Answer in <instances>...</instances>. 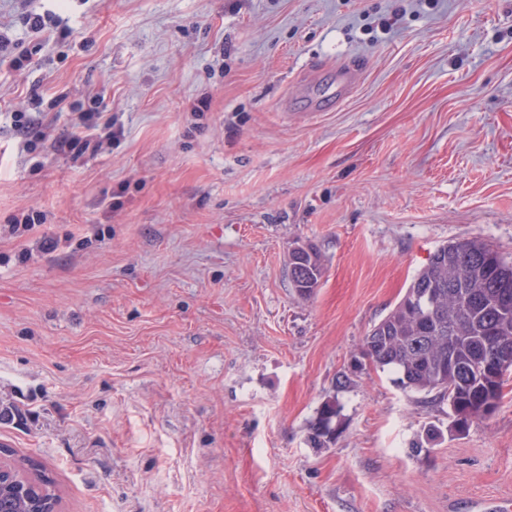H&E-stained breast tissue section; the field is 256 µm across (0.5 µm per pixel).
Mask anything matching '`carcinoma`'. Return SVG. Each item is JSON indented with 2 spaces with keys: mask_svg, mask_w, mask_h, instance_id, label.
Segmentation results:
<instances>
[{
  "mask_svg": "<svg viewBox=\"0 0 512 512\" xmlns=\"http://www.w3.org/2000/svg\"><path fill=\"white\" fill-rule=\"evenodd\" d=\"M288 270L293 288L308 296L319 286L324 267L317 248L292 251ZM423 286L441 289L435 309L409 304ZM497 337L512 351V261L478 238L458 239L439 247L406 293L373 326L362 343L371 364L396 374L404 391L432 394L448 401L450 430L465 431L470 418L493 414L512 378V360L499 362L485 337ZM338 415L326 402L309 427V442L327 443ZM24 498L0 493V512H30Z\"/></svg>",
  "mask_w": 512,
  "mask_h": 512,
  "instance_id": "carcinoma-1",
  "label": "carcinoma"
}]
</instances>
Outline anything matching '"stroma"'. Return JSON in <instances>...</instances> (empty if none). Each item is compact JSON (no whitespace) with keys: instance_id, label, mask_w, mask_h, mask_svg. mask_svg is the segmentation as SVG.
<instances>
[{"instance_id":"35a3bbf8","label":"stroma","mask_w":512,"mask_h":512,"mask_svg":"<svg viewBox=\"0 0 512 512\" xmlns=\"http://www.w3.org/2000/svg\"><path fill=\"white\" fill-rule=\"evenodd\" d=\"M0 26L30 56L0 69V444L59 512L512 503V381L454 433L359 355L439 246L512 258V0H0ZM96 94L120 139L25 150L11 113L55 139ZM25 23L30 32L34 34L45 32L49 29L59 30L62 37H70L72 32L62 24V20L56 14L30 13L26 16ZM308 250H292L288 260V272L293 288L302 296H308L318 288L324 275V267L317 248L306 245ZM298 271V272H296ZM338 415L336 403L327 401L321 408L316 419L310 424L308 440L313 447L319 448L329 442L331 424Z\"/></svg>"}]
</instances>
